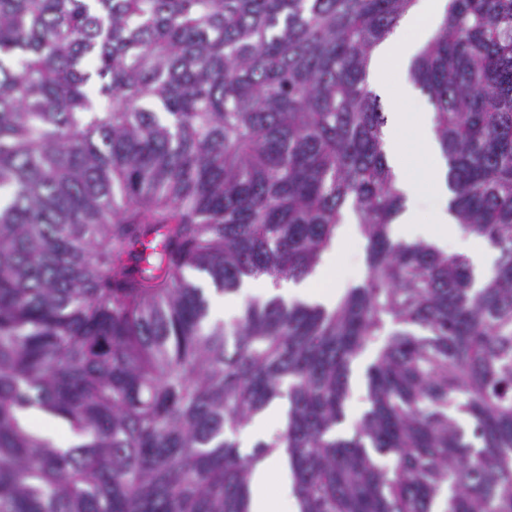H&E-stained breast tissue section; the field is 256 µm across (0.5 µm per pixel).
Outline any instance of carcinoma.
<instances>
[{
  "instance_id": "cac0c4a2",
  "label": "carcinoma",
  "mask_w": 512,
  "mask_h": 512,
  "mask_svg": "<svg viewBox=\"0 0 512 512\" xmlns=\"http://www.w3.org/2000/svg\"><path fill=\"white\" fill-rule=\"evenodd\" d=\"M413 3L0 0V512H249L279 447L300 512H512V0H450L410 69L458 221L498 251L478 289L389 232L366 75ZM347 204L366 272L335 309L208 321L185 271L299 279ZM280 399L286 427L241 450ZM32 408L78 442L23 427Z\"/></svg>"
}]
</instances>
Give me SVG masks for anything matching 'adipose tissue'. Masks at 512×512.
Returning <instances> with one entry per match:
<instances>
[{"label":"adipose tissue","instance_id":"obj_1","mask_svg":"<svg viewBox=\"0 0 512 512\" xmlns=\"http://www.w3.org/2000/svg\"><path fill=\"white\" fill-rule=\"evenodd\" d=\"M449 0H416L388 37L371 54L368 88L390 106L383 130L384 147L395 177L396 187L404 196V210L391 226L394 240L424 242L439 250L454 249L473 269L476 284H483L491 273L493 253L458 223L449 209L451 192L446 181L447 165L435 136L434 115L409 112L406 102L413 97L407 70L433 37L448 9ZM395 60L397 77H390L383 66ZM416 139L424 160L421 169L409 161L408 141ZM430 199V223H418L415 213L422 199ZM360 230L352 212H345L330 247L322 254L311 274L301 281L284 280L279 285L261 282L263 290L274 291L286 300L299 299L328 308L335 307L345 293L335 279L347 241L359 237ZM250 512H281L282 506H296L288 459L284 450L267 456L254 470L250 482Z\"/></svg>","mask_w":512,"mask_h":512}]
</instances>
